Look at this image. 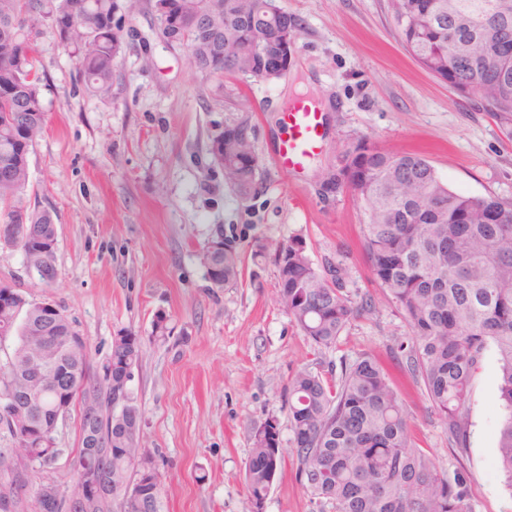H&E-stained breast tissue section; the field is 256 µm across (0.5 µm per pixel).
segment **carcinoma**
<instances>
[{
  "mask_svg": "<svg viewBox=\"0 0 512 512\" xmlns=\"http://www.w3.org/2000/svg\"><path fill=\"white\" fill-rule=\"evenodd\" d=\"M448 14V0H389L399 37L407 52L428 70L455 67L459 51L468 53L462 72L464 96L469 89L486 100L485 110L512 128V56L497 55L495 33L512 34V7L501 0H457ZM135 0H0V24L13 23L25 31L12 47L0 42V160L19 161L15 176L0 183V225L13 223L25 211L28 224H51L46 209L26 203L30 154L46 122L39 97L35 46L31 37L42 16L55 11L68 19L57 28L61 42L74 54L79 77L95 95L112 94L119 47L112 36V14L130 16ZM224 30L216 47L210 34L192 26L178 32L190 48L189 62L199 72L218 79L229 70L228 57H240L247 47L255 55L274 48L270 31L251 30L238 17L233 3L212 17ZM224 126L247 133L241 148L255 152L254 126L246 112H227ZM361 153L350 172L336 171V180L349 179L350 194L368 217L364 248L370 271L402 312L410 329L407 370L422 383L431 405L448 430V442H466L465 419L472 381L489 346L499 365L498 398L503 419L497 432V464L512 490V200L471 196L450 187L435 168L417 153L393 154L358 140ZM263 165L244 174L224 167V179L239 200L259 193ZM466 212L469 223L456 217ZM216 260L224 281L241 275L235 249ZM277 295L299 331L319 349L331 348L352 319L371 309V300H356L347 288L349 273L341 264L313 263L298 238L276 244ZM41 322L38 308L15 321V346L0 363V389L17 382L27 346ZM140 337L123 331L113 338L102 366L112 380L91 372L87 345L57 346L47 358L69 369V381L59 389L48 385L32 405L35 423L55 415L58 408L79 406L80 429L89 416L85 400L93 396L101 429L96 455L85 451L80 437L73 464L76 490L84 473L93 471L109 488L105 512H159L161 476L141 473L139 433L142 414L130 396L115 402L114 392L130 379L129 368L141 357ZM288 418L292 447L299 462L298 477L316 512H473L467 483L457 473L438 468L428 453L412 444L403 400L386 367L364 353L341 364L336 378L308 368L297 371L288 384ZM25 452L31 472L53 464L56 448H36L22 432L9 431ZM283 458L277 425L267 420L252 431V449L245 464L248 512H265L266 500ZM28 477L11 475L0 484L25 503Z\"/></svg>",
  "mask_w": 512,
  "mask_h": 512,
  "instance_id": "carcinoma-1",
  "label": "carcinoma"
}]
</instances>
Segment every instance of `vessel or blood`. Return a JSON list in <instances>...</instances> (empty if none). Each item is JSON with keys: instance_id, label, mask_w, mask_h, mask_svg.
I'll return each instance as SVG.
<instances>
[{"instance_id": "vessel-or-blood-1", "label": "vessel or blood", "mask_w": 512, "mask_h": 512, "mask_svg": "<svg viewBox=\"0 0 512 512\" xmlns=\"http://www.w3.org/2000/svg\"><path fill=\"white\" fill-rule=\"evenodd\" d=\"M283 132L274 150V162L292 176L304 174L311 160L326 145L323 112L305 99L293 100L281 116Z\"/></svg>"}]
</instances>
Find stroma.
Here are the masks:
<instances>
[{
    "label": "stroma",
    "mask_w": 512,
    "mask_h": 512,
    "mask_svg": "<svg viewBox=\"0 0 512 512\" xmlns=\"http://www.w3.org/2000/svg\"><path fill=\"white\" fill-rule=\"evenodd\" d=\"M277 3L299 23L296 64L288 77L264 83L198 72L182 48L163 41L153 0H138L108 97L86 89L55 29L37 23L49 121L30 158L28 201L55 216L57 277L44 284L19 249L0 245V281L61 308L86 340L94 369L113 336H141L128 391L142 413L141 444L163 477L160 512H247L251 433L269 419L284 459L266 512H313L291 448L288 383L301 368L325 371L365 352L400 390L415 444L440 469L465 474L474 512H512L496 461L502 409L495 352H486L473 381L467 443L450 447L422 384L406 371L399 347L408 344L409 328L371 275L363 210L345 193L324 201L318 184L343 145L365 139L423 155L456 190L512 199V135L417 64L388 0ZM298 97L327 110L330 128L327 147L299 179L278 169L271 153L281 114ZM228 112L251 113L255 127L264 189L248 202L209 165V138ZM219 227L242 259L238 283L224 288L211 286L202 260ZM295 237L314 263H342L350 291L374 304L322 351L283 312L273 262L256 254ZM160 313L168 327L162 338L154 333ZM55 444L60 454L33 479L28 499L44 484L69 490L77 411L59 419Z\"/></svg>",
    "instance_id": "obj_1"
}]
</instances>
